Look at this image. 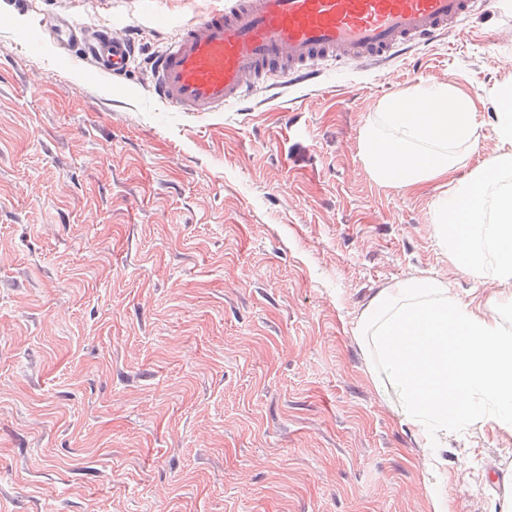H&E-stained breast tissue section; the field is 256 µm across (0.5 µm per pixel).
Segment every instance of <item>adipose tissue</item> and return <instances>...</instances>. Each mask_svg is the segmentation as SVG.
<instances>
[{
  "label": "adipose tissue",
  "instance_id": "obj_1",
  "mask_svg": "<svg viewBox=\"0 0 512 512\" xmlns=\"http://www.w3.org/2000/svg\"><path fill=\"white\" fill-rule=\"evenodd\" d=\"M476 141L470 98L445 86L388 99L364 129L361 153L376 180L409 186L448 174L457 148ZM434 231L463 270L512 281V153L486 160L453 188L437 206ZM511 313L512 291L489 314L451 297L441 279L420 277L384 289L360 316L376 387L394 391L428 452L434 512H451L438 468L448 435L489 423L512 434Z\"/></svg>",
  "mask_w": 512,
  "mask_h": 512
}]
</instances>
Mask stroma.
<instances>
[{
  "instance_id": "obj_1",
  "label": "stroma",
  "mask_w": 512,
  "mask_h": 512,
  "mask_svg": "<svg viewBox=\"0 0 512 512\" xmlns=\"http://www.w3.org/2000/svg\"><path fill=\"white\" fill-rule=\"evenodd\" d=\"M214 0H0V512H434L423 450L382 397L357 324L382 289L447 282L485 307L505 282L461 270L438 202L508 151L512 0L389 70L320 63L221 112L153 99L151 54ZM112 20L125 79L61 63L36 14ZM470 98L478 141L447 175L373 179L365 126L394 94ZM453 512H500L512 437L449 435ZM496 133L503 142H512V86L503 88L496 99Z\"/></svg>"
}]
</instances>
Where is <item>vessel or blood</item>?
Instances as JSON below:
<instances>
[{
	"label": "vessel or blood",
	"instance_id": "obj_1",
	"mask_svg": "<svg viewBox=\"0 0 512 512\" xmlns=\"http://www.w3.org/2000/svg\"><path fill=\"white\" fill-rule=\"evenodd\" d=\"M484 0H223L183 25L152 61L151 92L179 112H220L248 98L255 80L319 77V62L385 66L402 46L452 31ZM43 35L60 57L125 74L134 50L111 25L74 19Z\"/></svg>",
	"mask_w": 512,
	"mask_h": 512
}]
</instances>
